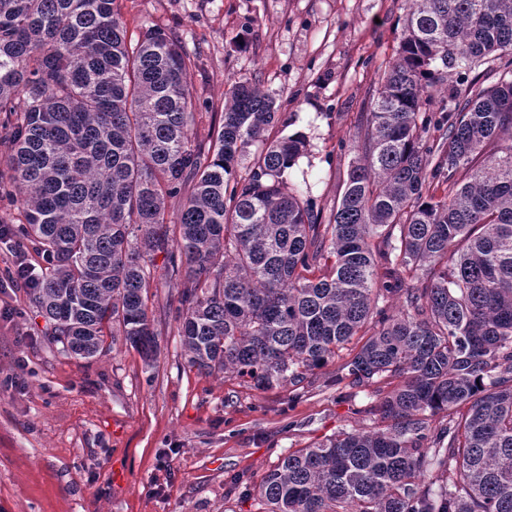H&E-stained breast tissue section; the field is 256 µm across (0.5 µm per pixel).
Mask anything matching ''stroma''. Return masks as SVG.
Here are the masks:
<instances>
[{
  "instance_id": "35a3bbf8",
  "label": "stroma",
  "mask_w": 512,
  "mask_h": 512,
  "mask_svg": "<svg viewBox=\"0 0 512 512\" xmlns=\"http://www.w3.org/2000/svg\"><path fill=\"white\" fill-rule=\"evenodd\" d=\"M412 0H122L128 37L170 30L199 63L189 80L199 142L220 122L229 82L275 94L309 154L289 175L322 217L339 203L357 132L395 57ZM13 236L0 241V512H265L258 486L285 450L339 431H367V390L348 397L336 372L347 352L296 387L261 392L182 354L181 288L157 254L149 312L158 350L147 361L123 337L76 359L51 338L29 288L8 271L24 249L20 209L0 200Z\"/></svg>"
}]
</instances>
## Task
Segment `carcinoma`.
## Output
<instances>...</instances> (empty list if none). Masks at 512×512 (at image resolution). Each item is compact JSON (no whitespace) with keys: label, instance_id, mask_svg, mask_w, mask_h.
<instances>
[{"label":"carcinoma","instance_id":"cac0c4a2","mask_svg":"<svg viewBox=\"0 0 512 512\" xmlns=\"http://www.w3.org/2000/svg\"><path fill=\"white\" fill-rule=\"evenodd\" d=\"M121 2L0 0V196L46 256L53 341L88 359L110 330L152 356L151 268L174 243L201 373L298 386L361 336L336 383L375 385L384 427L283 455L268 512H512L509 65L427 110L444 77L512 47V0H415L325 224L288 182L308 142L271 136L276 98L234 81L209 148L191 140L190 56L157 26L128 42Z\"/></svg>","mask_w":512,"mask_h":512}]
</instances>
